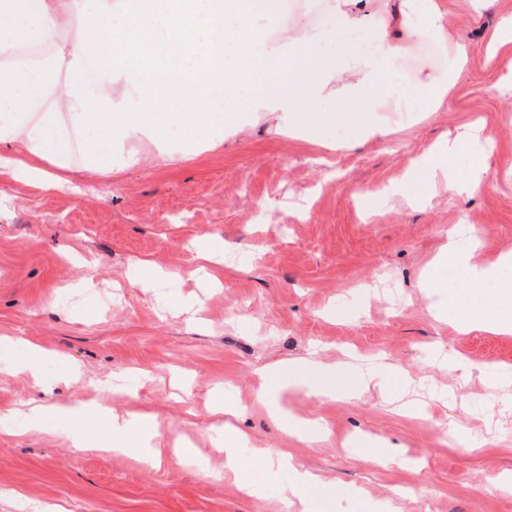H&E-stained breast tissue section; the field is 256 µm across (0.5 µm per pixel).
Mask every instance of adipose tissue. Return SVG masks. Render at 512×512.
<instances>
[{"label":"adipose tissue","instance_id":"ef3b65f1","mask_svg":"<svg viewBox=\"0 0 512 512\" xmlns=\"http://www.w3.org/2000/svg\"><path fill=\"white\" fill-rule=\"evenodd\" d=\"M388 0L374 11L352 9L351 0H328L322 23H296L273 38L279 0H0V53L29 44L51 52L57 79L46 87L42 69L0 70V179L48 188L53 176L44 164L96 170L114 145L146 140L163 153L178 150L169 133L195 127L203 143L220 140L241 112L276 114L281 132L320 136L331 119L312 116L310 106L333 99L345 105L357 142L388 140L397 129L382 115L401 111L404 91L395 77L423 40L450 56L447 75L418 70L411 78L425 113L448 103V86L467 59L470 45L451 29L444 0H399L389 13ZM368 33L371 51L359 50L353 34ZM459 139H442L410 161L390 196L420 203L437 187L452 195L474 196L487 189L481 157L457 169ZM459 232L450 230L436 262V272L419 286L442 287L440 271L455 268L465 275L471 301L461 326L469 331L512 333V255L485 265L472 258L483 247L479 232H470L467 250H459ZM304 370L318 373L322 397H349L387 373L400 378L402 367L377 362L335 380L333 370L316 357ZM293 366L284 364L256 375V397L284 432L299 440L321 430L317 420L289 414L280 398ZM98 417L111 429H136L147 459L160 460L153 442L156 419L148 413L119 414L101 409ZM293 474L292 494L304 512H333V499L322 493L313 473L295 467L288 455L277 459Z\"/></svg>","mask_w":512,"mask_h":512}]
</instances>
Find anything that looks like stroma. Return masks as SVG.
<instances>
[{
  "label": "stroma",
  "mask_w": 512,
  "mask_h": 512,
  "mask_svg": "<svg viewBox=\"0 0 512 512\" xmlns=\"http://www.w3.org/2000/svg\"><path fill=\"white\" fill-rule=\"evenodd\" d=\"M512 0H448L472 44L446 109L429 120L396 114L403 130L333 153L282 134L273 116L243 114L211 149L182 148L137 169L113 156L97 173L53 167L57 189L0 182V337L38 346L39 375H0V409L30 401L107 405L157 418L167 456L141 459L140 435L122 452L74 447L67 428L35 420L0 434V512H301L274 454L323 480L346 512H512V335L457 333L463 286H418L455 224L480 231L475 263L512 251V91L485 45ZM488 148L489 187L395 198L372 217L373 188L398 182L436 141L470 128ZM271 210L259 218V203ZM213 244L221 261L200 263ZM205 276H196L197 267ZM156 275L153 291L134 271ZM344 374L347 352L386 356L405 370L404 407L392 380L357 398L310 395L297 376L282 397L321 420L311 441L285 434L255 401V373L300 364L311 345ZM258 488L224 472L209 429L225 393ZM188 442L189 460L170 452Z\"/></svg>",
  "instance_id": "stroma-1"
}]
</instances>
